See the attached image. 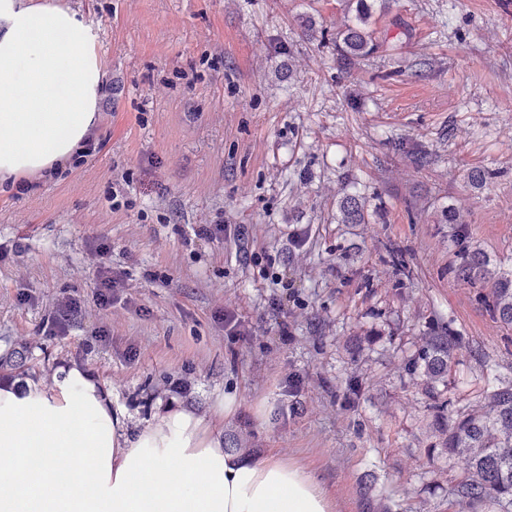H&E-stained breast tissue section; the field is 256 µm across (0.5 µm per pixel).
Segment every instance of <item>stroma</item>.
<instances>
[{
  "mask_svg": "<svg viewBox=\"0 0 512 512\" xmlns=\"http://www.w3.org/2000/svg\"><path fill=\"white\" fill-rule=\"evenodd\" d=\"M55 2L96 24L105 96L91 156L0 193V357L91 372L138 426L234 392L229 447L297 459L341 512H448L456 470L405 366L462 336L452 417L494 387L487 365L512 375V328L455 278L446 221L512 268V0H366L376 50L356 64L336 51L354 0ZM347 194L368 223H339Z\"/></svg>",
  "mask_w": 512,
  "mask_h": 512,
  "instance_id": "35a3bbf8",
  "label": "stroma"
}]
</instances>
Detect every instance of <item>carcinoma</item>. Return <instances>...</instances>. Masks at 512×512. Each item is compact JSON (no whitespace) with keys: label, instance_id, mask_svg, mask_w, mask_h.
Listing matches in <instances>:
<instances>
[{"label":"carcinoma","instance_id":"1","mask_svg":"<svg viewBox=\"0 0 512 512\" xmlns=\"http://www.w3.org/2000/svg\"><path fill=\"white\" fill-rule=\"evenodd\" d=\"M356 12L355 19L343 22L336 32V48L349 60L363 59L375 49L364 0H359ZM339 214L343 224H364L366 202L359 196H345L339 203ZM448 223L454 225L452 238L460 246L456 276L484 287L480 298L491 318L512 327V269H489V261L465 245L466 234L456 211L448 210ZM461 349V337L453 332L428 336L419 359L407 366L408 373L420 378L426 394L435 401L436 417L442 420L437 428L439 452L457 466L448 508L512 512V377L498 380L478 408L455 419L445 416L448 401L440 400L437 387L455 384L452 376Z\"/></svg>","mask_w":512,"mask_h":512}]
</instances>
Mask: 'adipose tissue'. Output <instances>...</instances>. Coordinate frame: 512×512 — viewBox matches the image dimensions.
<instances>
[{
    "label": "adipose tissue",
    "mask_w": 512,
    "mask_h": 512,
    "mask_svg": "<svg viewBox=\"0 0 512 512\" xmlns=\"http://www.w3.org/2000/svg\"><path fill=\"white\" fill-rule=\"evenodd\" d=\"M96 27L52 0H0V184L44 177L98 126ZM166 406L130 426L94 377L0 384V512H339L305 466L225 447L224 418Z\"/></svg>",
    "instance_id": "obj_1"
}]
</instances>
